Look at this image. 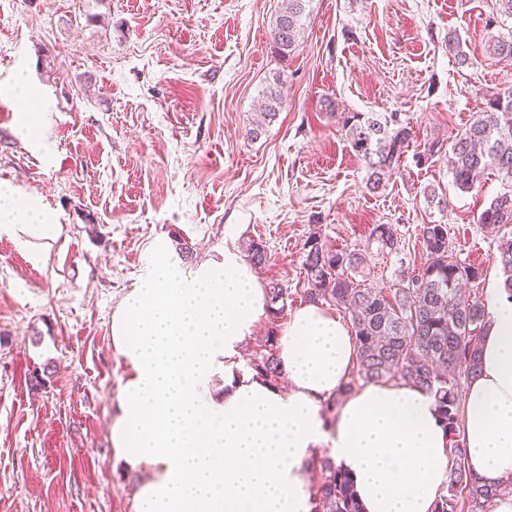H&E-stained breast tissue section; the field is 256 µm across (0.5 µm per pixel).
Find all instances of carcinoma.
<instances>
[{
  "mask_svg": "<svg viewBox=\"0 0 512 512\" xmlns=\"http://www.w3.org/2000/svg\"><path fill=\"white\" fill-rule=\"evenodd\" d=\"M310 0H281L271 22L273 48L283 58L294 53L304 34L303 17ZM487 53L500 61L512 60V37L492 36ZM448 54L458 64H471L460 38L448 34ZM283 80L273 77L261 100L263 120L273 121L284 105ZM342 130L351 150L367 166V185L373 192L386 187L400 171L401 158L410 146V128L390 126L377 117L353 113ZM456 188L472 190L488 169L504 181L503 190L482 211L479 224L499 237V252L506 291L512 299V95H491L487 109L456 136L448 159ZM424 262L401 277L397 288L385 293L361 287L367 249L333 248L313 231L304 244V282L300 296L311 303L329 304L348 314L358 344L356 365L345 390L359 383L399 381L421 386L436 399L450 435L456 465L448 474V487L435 503L434 512H486L494 498L512 491V481L491 486L466 469L462 458L461 382L477 370V345L487 323L485 303L462 294L463 286L483 275L482 270L460 260L448 240V225L424 224L420 229ZM370 241L381 250L398 252L399 241L388 224L374 225ZM247 257L255 267L269 261L263 243L252 241ZM270 310L261 348L247 362L258 377L280 383L282 367L275 344L279 321L285 316L290 294L278 282L267 288ZM321 477L312 487V512H361L349 478L322 453L313 464Z\"/></svg>",
  "mask_w": 512,
  "mask_h": 512,
  "instance_id": "cac0c4a2",
  "label": "carcinoma"
}]
</instances>
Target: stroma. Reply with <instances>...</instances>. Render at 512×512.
<instances>
[{"label": "stroma", "instance_id": "stroma-1", "mask_svg": "<svg viewBox=\"0 0 512 512\" xmlns=\"http://www.w3.org/2000/svg\"><path fill=\"white\" fill-rule=\"evenodd\" d=\"M281 0H0V186L40 198L55 238L0 235V512H134L137 479L114 468L110 424L128 369L112 313L154 241L192 267L263 241L256 274L303 285V243L368 247L391 224L400 250L368 247L367 284L389 290L423 260L419 233L448 227L500 278L498 239L477 219L502 191L487 174L458 190L444 152L512 93V61L488 57L512 34L495 0H311L304 39L273 49ZM456 33L471 65L445 41ZM281 75L287 103L250 137L261 89ZM335 100L337 113L323 99ZM37 112L41 138L26 134ZM409 126L400 171L366 186L340 114ZM438 153H430L431 145ZM435 191L442 206L427 205Z\"/></svg>", "mask_w": 512, "mask_h": 512}]
</instances>
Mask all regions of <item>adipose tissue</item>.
<instances>
[{"label":"adipose tissue","instance_id":"ef3b65f1","mask_svg":"<svg viewBox=\"0 0 512 512\" xmlns=\"http://www.w3.org/2000/svg\"><path fill=\"white\" fill-rule=\"evenodd\" d=\"M57 232L38 202L0 188V234ZM479 368L462 397L466 467L482 483L512 477V298L488 287ZM269 311L267 291L232 246L189 270L157 243L112 313L129 369L111 423L114 466L138 476L134 512H311L305 479L328 449L363 512H433L453 464L434 396L402 382L345 391L358 346L350 324L309 303L280 330L275 387L241 355ZM339 396L334 415L324 402Z\"/></svg>","mask_w":512,"mask_h":512}]
</instances>
